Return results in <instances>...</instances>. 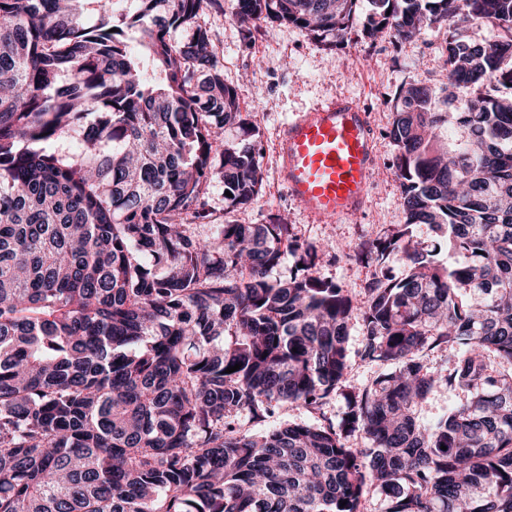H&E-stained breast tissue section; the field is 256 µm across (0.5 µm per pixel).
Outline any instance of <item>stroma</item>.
Returning <instances> with one entry per match:
<instances>
[{
    "label": "stroma",
    "mask_w": 512,
    "mask_h": 512,
    "mask_svg": "<svg viewBox=\"0 0 512 512\" xmlns=\"http://www.w3.org/2000/svg\"><path fill=\"white\" fill-rule=\"evenodd\" d=\"M233 7V0H218L200 19L212 35L216 56L225 64V81L236 87L243 111L251 113L260 134L261 192L252 206L232 212L231 218L239 224H266L274 215H287L299 240L328 244L319 275L336 282L354 299H362L375 272L397 278L405 272L400 253H391L380 265L368 252L373 241L405 221L395 147L388 136L400 87L414 82L430 85L442 112L453 111L461 95L475 97L483 88L478 84L463 90L447 87L441 32L426 31L413 42L386 35L366 40L368 0H360L347 45L334 49L290 24L242 28L232 18ZM340 96L355 98L370 111L377 164L365 211L324 224L296 204L279 181L277 143L281 127L292 114Z\"/></svg>",
    "instance_id": "35a3bbf8"
}]
</instances>
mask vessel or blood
I'll use <instances>...</instances> for the list:
<instances>
[{"label": "vessel or blood", "mask_w": 512, "mask_h": 512, "mask_svg": "<svg viewBox=\"0 0 512 512\" xmlns=\"http://www.w3.org/2000/svg\"><path fill=\"white\" fill-rule=\"evenodd\" d=\"M279 176L290 196L317 221L359 213L376 163L370 116L338 98L296 114L283 127Z\"/></svg>", "instance_id": "vessel-or-blood-1"}]
</instances>
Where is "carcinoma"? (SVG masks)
<instances>
[{"label":"carcinoma","mask_w":512,"mask_h":512,"mask_svg":"<svg viewBox=\"0 0 512 512\" xmlns=\"http://www.w3.org/2000/svg\"><path fill=\"white\" fill-rule=\"evenodd\" d=\"M212 2L0 0V512H361L370 491L383 512H512V0H370L367 39L443 29L448 84L487 92L438 112L429 86L401 87L405 223L369 252L406 271L359 304L287 216L227 217L263 174L198 22ZM356 4L235 0L234 20L336 44ZM485 23L496 39L461 40ZM357 309L361 358L391 367L362 387ZM441 387L468 397L425 426ZM336 392L337 422L265 427ZM350 332V372L348 376L349 384L363 386L370 383L380 374L387 372L390 368L386 365L370 363L363 361L358 354L360 348V316L358 312L353 314L349 326Z\"/></svg>","instance_id":"cac0c4a2"}]
</instances>
